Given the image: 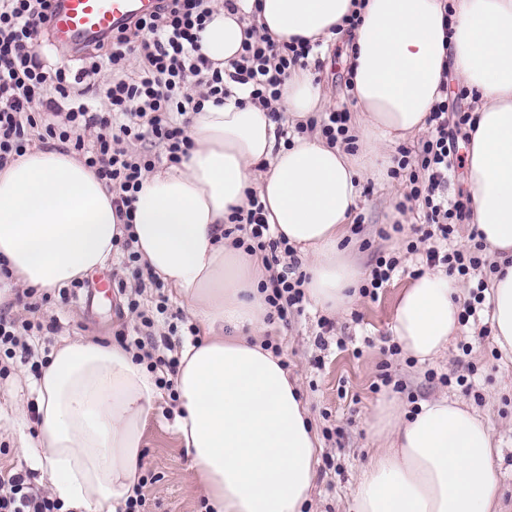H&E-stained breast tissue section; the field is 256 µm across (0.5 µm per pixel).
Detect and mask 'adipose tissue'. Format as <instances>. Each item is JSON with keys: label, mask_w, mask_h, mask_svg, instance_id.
Returning <instances> with one entry per match:
<instances>
[{"label": "adipose tissue", "mask_w": 512, "mask_h": 512, "mask_svg": "<svg viewBox=\"0 0 512 512\" xmlns=\"http://www.w3.org/2000/svg\"><path fill=\"white\" fill-rule=\"evenodd\" d=\"M242 0L215 5L200 35L218 68L249 27L277 41L346 45L361 149L317 134L277 140L266 110L234 86L192 113V148L143 179L135 250L197 321L174 378L175 428L211 512H305L321 448L297 379L261 337L268 307L261 256L224 237L233 209L256 191L268 224L308 263L305 293L333 315L358 295L362 270L344 242L366 180L386 182L390 152L426 128L442 78L469 92L477 119L465 179L471 221L498 269L485 305L493 342L512 362V0ZM328 103L311 68L291 72L279 107L307 122ZM112 194L70 153L27 152L0 169V299L41 293L104 269L122 236ZM456 278L425 269L399 295L392 335L418 362L444 353L459 330ZM36 430L18 438L40 482L71 512H120L141 475L143 435L163 390L158 374L118 344L64 341L34 383ZM376 443L352 490L353 512H501L499 455L487 423L445 397L409 409L396 396L368 420Z\"/></svg>", "instance_id": "adipose-tissue-1"}]
</instances>
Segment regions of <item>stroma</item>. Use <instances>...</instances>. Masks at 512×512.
Returning a JSON list of instances; mask_svg holds the SVG:
<instances>
[{
    "mask_svg": "<svg viewBox=\"0 0 512 512\" xmlns=\"http://www.w3.org/2000/svg\"><path fill=\"white\" fill-rule=\"evenodd\" d=\"M347 68L340 45L321 61L318 77L331 102L348 99ZM402 192L397 179L363 183L357 207L362 230L353 235L351 251L363 269H370L374 254L403 252L406 241L414 237L413 227L422 223L421 208L397 210ZM420 266L419 254H404L402 272L378 297L358 296L349 311L333 316L331 333H323L324 314L309 304L292 317L290 325L276 320L266 332L279 346L289 373L300 380L322 447L309 512H351V490L374 446L367 421L377 401L391 392L411 408L440 397L471 405L499 444L502 512H512V364L496 358L492 337H475L483 318L461 324L456 338L435 361L420 363L390 350L398 296ZM93 283V277H86L83 288L68 300L54 292L42 304L40 316L58 323L53 343L90 336L109 344L122 324L133 322L132 314L119 312L123 295L116 291L105 297L92 295ZM465 342L472 347L467 355L460 349ZM461 375L466 385L457 384ZM31 377L30 371L19 367L8 379H0V469L28 472L35 482L39 474L30 469L17 446L20 423L12 412L13 404L29 403ZM175 406L169 396L159 401L144 432L145 512H204L203 489L190 476L188 457L174 430Z\"/></svg>",
    "mask_w": 512,
    "mask_h": 512,
    "instance_id": "obj_1",
    "label": "stroma"
}]
</instances>
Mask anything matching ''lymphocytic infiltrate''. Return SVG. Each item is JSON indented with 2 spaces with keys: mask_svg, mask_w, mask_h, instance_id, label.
<instances>
[{
  "mask_svg": "<svg viewBox=\"0 0 512 512\" xmlns=\"http://www.w3.org/2000/svg\"><path fill=\"white\" fill-rule=\"evenodd\" d=\"M213 0H161L158 11L125 26L94 44L76 49L78 67L50 61L56 49L49 39L51 0H0V168L24 155L33 142L52 141L71 146L85 167L94 171L112 193L119 216L132 218L133 204L146 173L157 164L179 163L192 146L187 134L189 115L203 102H223L232 85L250 87L249 99L281 120L278 108L281 89L292 69L307 67L313 47L306 40L278 42L249 30L242 51L228 69L215 68L199 49V35L213 14ZM466 90L456 98L441 96L427 118L430 133L413 147L399 150L393 177L403 179L405 191L399 211L421 206L424 220L415 227L408 253L427 243L425 263L444 268L451 276L467 278L485 265L484 245L478 232L468 244L440 250L451 240L459 224L469 221L471 209L464 198L449 199L448 180L459 159L457 135L473 125L472 113L459 110ZM347 109H333L321 119L296 125L298 133L319 131L329 145L354 151ZM234 247L248 255L262 254L270 273L261 286L271 317L287 321L301 311L305 299V275L299 270L296 250L286 238L274 237L263 217L256 192H249L246 207L234 209L224 230ZM132 238L121 243L123 267L134 281L127 308L135 315L132 326L116 337L133 351L136 360H153L158 349L171 351L161 378L172 388L178 357L170 336L156 335V318L168 311L159 298L155 314L140 308V298L157 279L140 262ZM16 305L0 309V352L39 372L40 353L31 339L56 333L55 322L34 319L37 308L27 294ZM0 365V377L9 375ZM63 505L49 493L35 489L21 471L0 470V512H62Z\"/></svg>",
  "mask_w": 512,
  "mask_h": 512,
  "instance_id": "lymphocytic-infiltrate-1",
  "label": "lymphocytic infiltrate"
}]
</instances>
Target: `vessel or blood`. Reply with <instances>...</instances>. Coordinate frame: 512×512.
<instances>
[{"instance_id": "vessel-or-blood-1", "label": "vessel or blood", "mask_w": 512, "mask_h": 512, "mask_svg": "<svg viewBox=\"0 0 512 512\" xmlns=\"http://www.w3.org/2000/svg\"><path fill=\"white\" fill-rule=\"evenodd\" d=\"M157 0H54L52 40L78 48L155 10Z\"/></svg>"}]
</instances>
